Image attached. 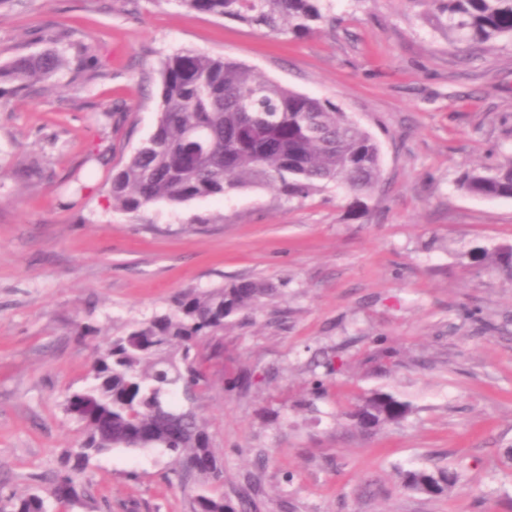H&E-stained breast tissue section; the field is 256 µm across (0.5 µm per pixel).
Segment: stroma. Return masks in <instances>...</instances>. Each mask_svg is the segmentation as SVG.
<instances>
[{"label": "stroma", "instance_id": "obj_1", "mask_svg": "<svg viewBox=\"0 0 512 512\" xmlns=\"http://www.w3.org/2000/svg\"><path fill=\"white\" fill-rule=\"evenodd\" d=\"M424 11L326 0L325 21L294 38L176 0L0 8V66L60 30L71 66L86 64L45 87L0 83V492H45L63 472L81 433L66 399L93 345L179 292L251 278L277 293L216 336L200 403L225 499L248 494L250 512H512V279L471 257L512 247V199L458 187L512 160V42L449 45ZM180 50L336 104L379 144L377 189L113 207L112 170L152 133L160 62ZM240 372L248 391L229 387ZM375 389L413 412L363 436L341 413ZM419 467L457 470L462 486L403 490L400 471ZM171 468L154 449L95 457L69 512H191Z\"/></svg>", "mask_w": 512, "mask_h": 512}]
</instances>
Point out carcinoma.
<instances>
[{"instance_id":"obj_1","label":"carcinoma","mask_w":512,"mask_h":512,"mask_svg":"<svg viewBox=\"0 0 512 512\" xmlns=\"http://www.w3.org/2000/svg\"><path fill=\"white\" fill-rule=\"evenodd\" d=\"M188 12L229 18L295 37L325 20L324 0H176ZM426 21L455 45L479 47L512 40V0H427ZM67 65L55 47L15 56L0 67V79L19 89L52 83ZM160 109L150 137L112 173V203L128 213L151 204L181 205L224 196L248 186L275 188L286 200L305 199L328 184L364 195L379 184L381 153L372 135L329 100L285 88L224 58L177 51L161 63ZM253 95L244 110L241 99ZM467 194L512 199V160L494 169H472L459 180ZM488 259L512 278V248ZM258 280H233L184 294L173 309L132 324L94 356L90 383L72 393L67 412L83 429L70 448L68 472L48 494L0 495V512H49L72 502L71 491L89 462L116 449L154 448L169 455L180 486H194L193 512H236L215 487L222 460L198 412L210 389L215 344L199 348L224 326L274 294ZM409 402L391 391L362 396L341 413L364 432L403 423ZM412 492H454L453 470L413 468L400 473Z\"/></svg>"}]
</instances>
